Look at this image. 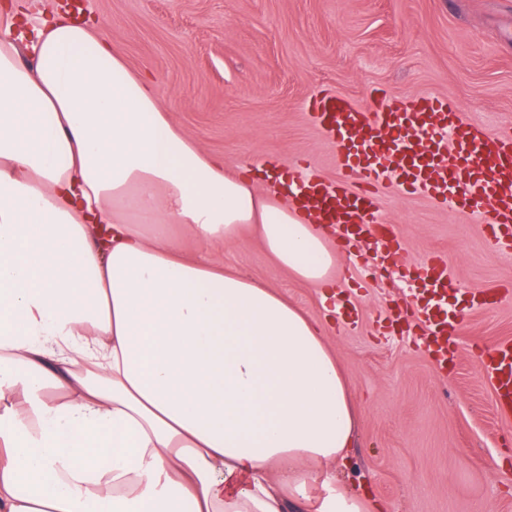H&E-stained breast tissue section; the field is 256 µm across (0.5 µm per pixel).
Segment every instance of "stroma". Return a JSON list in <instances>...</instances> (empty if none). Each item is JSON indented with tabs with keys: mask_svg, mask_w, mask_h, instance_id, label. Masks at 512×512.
Returning <instances> with one entry per match:
<instances>
[{
	"mask_svg": "<svg viewBox=\"0 0 512 512\" xmlns=\"http://www.w3.org/2000/svg\"><path fill=\"white\" fill-rule=\"evenodd\" d=\"M128 66L202 150L227 166L279 170L308 160L336 180V146L308 100L338 92L361 108L380 88L458 104L488 132L512 129V0H83ZM380 212L403 264L442 257L448 304L461 330L439 369L402 312L410 278L369 254L365 270L337 249L336 289L357 324H336L321 289L294 280L251 237L226 247L224 266L277 288L321 323L358 410L355 443L325 469L388 512H512V418L497 411L478 370L482 349L512 340V257L477 215L388 184Z\"/></svg>",
	"mask_w": 512,
	"mask_h": 512,
	"instance_id": "1",
	"label": "stroma"
}]
</instances>
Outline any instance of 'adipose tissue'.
<instances>
[{"label":"adipose tissue","instance_id":"ef3b65f1","mask_svg":"<svg viewBox=\"0 0 512 512\" xmlns=\"http://www.w3.org/2000/svg\"><path fill=\"white\" fill-rule=\"evenodd\" d=\"M249 173L98 27L0 7V512H386L323 470L357 415L322 326L224 268L248 230L336 287L327 229Z\"/></svg>","mask_w":512,"mask_h":512}]
</instances>
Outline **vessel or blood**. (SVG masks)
I'll return each mask as SVG.
<instances>
[{
	"label": "vessel or blood",
	"instance_id": "b4317fda",
	"mask_svg": "<svg viewBox=\"0 0 512 512\" xmlns=\"http://www.w3.org/2000/svg\"><path fill=\"white\" fill-rule=\"evenodd\" d=\"M373 104V112H365L331 93L310 102L315 122L336 145L338 178L330 186L310 174L307 161L290 164L284 180L298 208L337 225L343 243L364 245L380 236L400 248L391 225L379 220L373 195L395 174L404 193L485 215L491 239L512 254V133H487L466 121L456 104L430 95L377 96ZM413 280L427 294L416 311L420 331L435 344V361H446L453 322L442 311L452 288L448 266L429 258L416 266ZM479 366L501 413H512V343L487 349Z\"/></svg>",
	"mask_w": 512,
	"mask_h": 512
}]
</instances>
